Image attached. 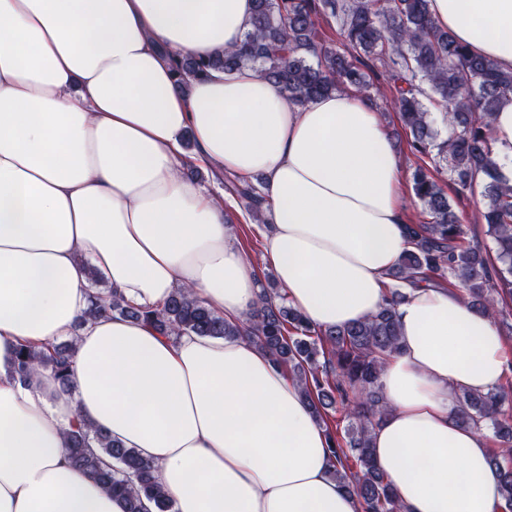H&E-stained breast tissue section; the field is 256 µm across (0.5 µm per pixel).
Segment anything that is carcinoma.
<instances>
[{
  "label": "carcinoma",
  "instance_id": "obj_1",
  "mask_svg": "<svg viewBox=\"0 0 512 512\" xmlns=\"http://www.w3.org/2000/svg\"><path fill=\"white\" fill-rule=\"evenodd\" d=\"M251 29L244 41L208 59L176 61L178 85L213 70L232 72L253 66L289 98L307 102L335 91H360L369 75L357 54L379 60L387 69L399 119L409 134L411 151L434 160L436 173L448 172L460 190L483 176L487 199L484 220L494 243L490 251L469 238L435 173L419 166L412 177L414 197L428 220L410 225L412 247L389 274L397 282L419 278L435 286L449 280L465 292L472 306L493 319L512 314V180L493 157L491 118L499 100L512 94V71L472 54L439 27L430 0H254ZM339 20L342 46L319 40V17ZM313 55L317 62L308 60ZM428 83L424 89L417 80ZM444 110L449 135L441 139L422 97ZM224 187L239 208L262 220L265 202L248 179L236 176ZM257 307L246 322L233 323L214 313L191 291L180 289L160 309L130 305L110 288L96 292L82 319L104 314L141 320L162 336L183 333L224 338L246 337L268 351L308 395L315 417L333 440V475L358 502V512H404L372 454V433L387 407L378 378L386 359L400 351L396 306L403 294L393 285L383 306L362 321L321 329L287 304L272 276L260 283ZM74 344L48 350L20 348L12 372L32 382L49 372L62 386L72 382ZM462 422L493 430L499 441L491 454L503 497L512 510V400L504 389L456 395ZM340 410L344 433L330 421ZM72 464L111 494L123 498L126 512H171L157 467L134 448H124L84 421L66 435Z\"/></svg>",
  "mask_w": 512,
  "mask_h": 512
}]
</instances>
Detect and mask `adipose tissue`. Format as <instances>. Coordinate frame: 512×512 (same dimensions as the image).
Instances as JSON below:
<instances>
[{"instance_id": "obj_1", "label": "adipose tissue", "mask_w": 512, "mask_h": 512, "mask_svg": "<svg viewBox=\"0 0 512 512\" xmlns=\"http://www.w3.org/2000/svg\"><path fill=\"white\" fill-rule=\"evenodd\" d=\"M254 0H0V512H126L73 467L76 418L158 468L172 512H357L306 396L245 337L168 340L118 315L81 323L94 268L127 303L181 288L231 322L258 301L224 201L185 179L262 176L266 253L314 327L375 313L409 249L400 165L370 102L289 99L251 67L175 81L171 57L241 43ZM437 24L512 69V0H430ZM194 147L185 149L184 135ZM384 364L380 469L407 512H512L485 431L454 394L499 389L506 340L461 289L402 286ZM72 340L73 385L22 383V345Z\"/></svg>"}]
</instances>
